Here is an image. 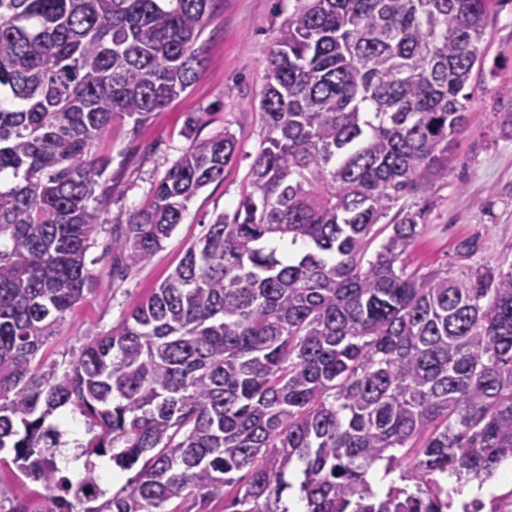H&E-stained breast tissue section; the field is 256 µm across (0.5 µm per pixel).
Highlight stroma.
I'll return each instance as SVG.
<instances>
[{"label": "stroma", "instance_id": "1", "mask_svg": "<svg viewBox=\"0 0 512 512\" xmlns=\"http://www.w3.org/2000/svg\"><path fill=\"white\" fill-rule=\"evenodd\" d=\"M292 8L293 0H214L212 19L197 42L204 63L192 86L141 126L128 118L113 121L96 147L111 160L110 218L145 206L192 138L230 132L238 154L225 167L223 180L200 190L148 263L125 272L113 269L120 254L118 233L111 222L103 225L87 254L95 273L93 290L67 313L44 348L45 364L74 360L92 336L118 328L175 270L205 224L221 213L233 215L260 150L268 53ZM482 46L485 63L473 71L468 125L453 145L448 178L424 199L426 230L407 257L413 269L458 266L457 243L474 235L481 247L468 265L512 261V98L498 93L500 85L512 84V0H496Z\"/></svg>", "mask_w": 512, "mask_h": 512}]
</instances>
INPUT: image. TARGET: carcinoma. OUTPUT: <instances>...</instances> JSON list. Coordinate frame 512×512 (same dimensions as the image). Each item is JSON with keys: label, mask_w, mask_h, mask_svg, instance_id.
<instances>
[{"label": "carcinoma", "mask_w": 512, "mask_h": 512, "mask_svg": "<svg viewBox=\"0 0 512 512\" xmlns=\"http://www.w3.org/2000/svg\"><path fill=\"white\" fill-rule=\"evenodd\" d=\"M211 0H0V451L50 492L48 512H441L452 476L512 459V264L422 273L406 263L448 179L494 0H294L268 57L262 147L238 207L218 215L119 330L78 359L39 356L94 283L117 117L178 99L201 64ZM229 132L193 139L143 208L118 216L123 268L163 248L224 179ZM92 436L85 475L58 468L55 416ZM125 472L104 495L91 458ZM400 470L418 493L377 492Z\"/></svg>", "instance_id": "obj_1"}]
</instances>
